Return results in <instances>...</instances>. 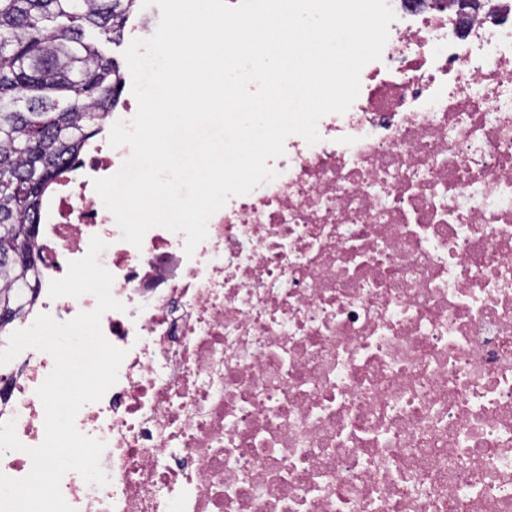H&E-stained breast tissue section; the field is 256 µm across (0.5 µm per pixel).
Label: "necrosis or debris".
<instances>
[{"label": "necrosis or debris", "instance_id": "necrosis-or-debris-1", "mask_svg": "<svg viewBox=\"0 0 512 512\" xmlns=\"http://www.w3.org/2000/svg\"><path fill=\"white\" fill-rule=\"evenodd\" d=\"M399 0L380 60L320 140L292 135L278 176L228 199L193 256L185 236L122 241L93 181L130 152L101 140L42 204L41 287L60 322L94 296L51 280L107 244L101 329L117 382L76 417L106 486L74 471L75 512H512V0ZM54 367L0 365V422L26 476Z\"/></svg>", "mask_w": 512, "mask_h": 512}]
</instances>
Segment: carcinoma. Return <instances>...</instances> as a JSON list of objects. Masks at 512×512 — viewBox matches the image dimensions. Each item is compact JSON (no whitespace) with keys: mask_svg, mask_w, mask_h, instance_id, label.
Segmentation results:
<instances>
[{"mask_svg":"<svg viewBox=\"0 0 512 512\" xmlns=\"http://www.w3.org/2000/svg\"><path fill=\"white\" fill-rule=\"evenodd\" d=\"M131 0H0V332L22 313L43 196L100 131L119 94ZM8 318H3V315Z\"/></svg>","mask_w":512,"mask_h":512,"instance_id":"carcinoma-1","label":"carcinoma"}]
</instances>
